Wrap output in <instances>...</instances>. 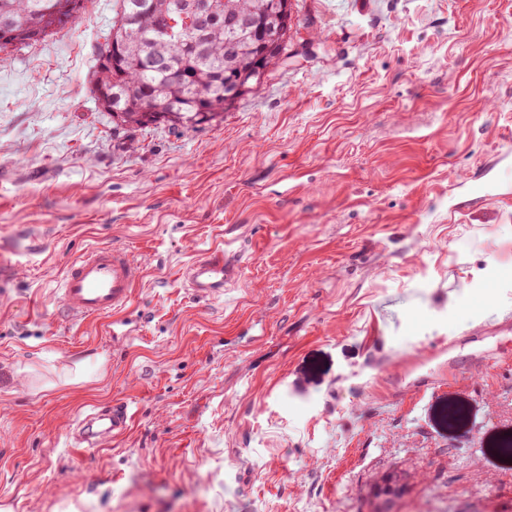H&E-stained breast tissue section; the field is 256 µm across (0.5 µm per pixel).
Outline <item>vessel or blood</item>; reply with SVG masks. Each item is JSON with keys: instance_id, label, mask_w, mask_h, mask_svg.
I'll list each match as a JSON object with an SVG mask.
<instances>
[{"instance_id": "1", "label": "vessel or blood", "mask_w": 512, "mask_h": 512, "mask_svg": "<svg viewBox=\"0 0 512 512\" xmlns=\"http://www.w3.org/2000/svg\"><path fill=\"white\" fill-rule=\"evenodd\" d=\"M224 249H217L190 265L186 278L196 293L206 298L224 294V286L236 274L234 264L224 259ZM143 267L119 248H97L72 260L58 282L60 301L73 318L86 319L115 315L129 306L134 289L141 280ZM512 333V323L500 322L490 331L463 337L469 345L466 353H458L448 364V378H455L471 369L489 367L498 359L496 348L487 344L489 335ZM132 414L127 403L109 407L94 406L79 420L69 424L67 432L71 446L78 449L102 447L109 440L125 435Z\"/></svg>"}]
</instances>
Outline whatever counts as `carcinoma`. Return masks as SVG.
<instances>
[{"label":"carcinoma","instance_id":"carcinoma-1","mask_svg":"<svg viewBox=\"0 0 512 512\" xmlns=\"http://www.w3.org/2000/svg\"><path fill=\"white\" fill-rule=\"evenodd\" d=\"M141 0H116L117 8L105 43L99 48L92 89L112 92L116 125L148 129L171 126L192 129L216 122L233 107L227 80L250 73L259 65L264 71L277 66L288 51V33L280 26L274 0H224V5L251 19L244 37L232 42L217 17L208 31L185 40L160 33L168 17L191 5L192 0H146L151 8L137 12ZM53 0H0V20L15 29L45 26L51 32L66 27L75 17L55 19L47 10ZM126 14L136 15L130 27ZM133 34H127V30Z\"/></svg>","mask_w":512,"mask_h":512}]
</instances>
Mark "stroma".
<instances>
[{
    "label": "stroma",
    "instance_id": "stroma-1",
    "mask_svg": "<svg viewBox=\"0 0 512 512\" xmlns=\"http://www.w3.org/2000/svg\"><path fill=\"white\" fill-rule=\"evenodd\" d=\"M114 6L0 51V512H512V360L404 373L512 315V0H292L283 61L187 130L98 106ZM95 247L145 274L76 320ZM115 400L127 433L75 456ZM143 267L120 248H97L72 260L56 288L75 319L116 315L129 306ZM225 253L224 248L213 250L187 268L186 278L193 291L213 299L224 295V284L236 274L235 265L224 261ZM131 421L132 414L125 402L112 403L110 407L96 405L67 426L71 447L79 451L101 448L107 441L125 435Z\"/></svg>",
    "mask_w": 512,
    "mask_h": 512
}]
</instances>
